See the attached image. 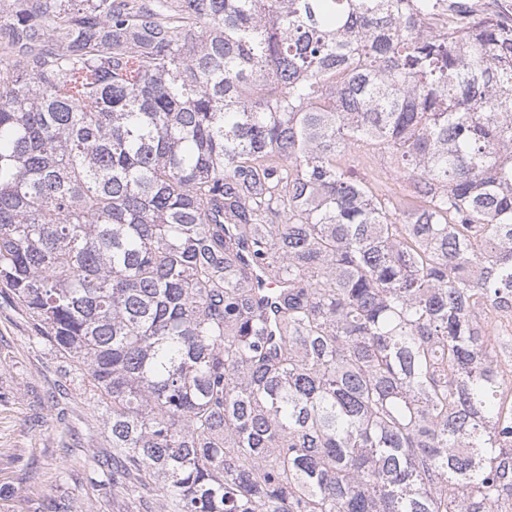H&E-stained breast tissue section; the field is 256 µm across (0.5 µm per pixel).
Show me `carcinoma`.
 I'll return each mask as SVG.
<instances>
[{"instance_id": "obj_1", "label": "carcinoma", "mask_w": 512, "mask_h": 512, "mask_svg": "<svg viewBox=\"0 0 512 512\" xmlns=\"http://www.w3.org/2000/svg\"><path fill=\"white\" fill-rule=\"evenodd\" d=\"M436 2L0 10V286L144 512H507L512 34Z\"/></svg>"}]
</instances>
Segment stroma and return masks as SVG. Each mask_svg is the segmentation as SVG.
Listing matches in <instances>:
<instances>
[{
	"mask_svg": "<svg viewBox=\"0 0 512 512\" xmlns=\"http://www.w3.org/2000/svg\"><path fill=\"white\" fill-rule=\"evenodd\" d=\"M0 288V512H139V501L93 479L88 459L112 454L108 413Z\"/></svg>",
	"mask_w": 512,
	"mask_h": 512,
	"instance_id": "obj_1",
	"label": "stroma"
}]
</instances>
